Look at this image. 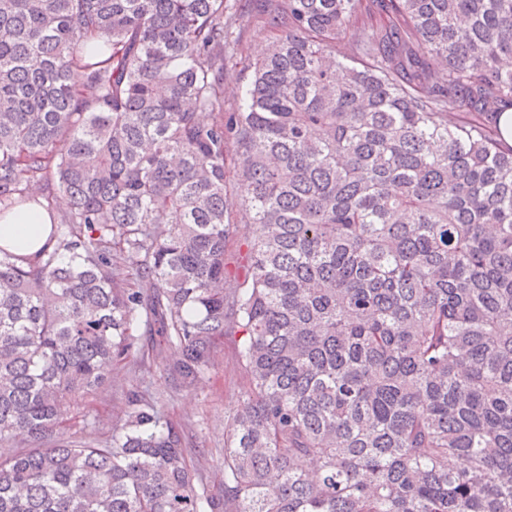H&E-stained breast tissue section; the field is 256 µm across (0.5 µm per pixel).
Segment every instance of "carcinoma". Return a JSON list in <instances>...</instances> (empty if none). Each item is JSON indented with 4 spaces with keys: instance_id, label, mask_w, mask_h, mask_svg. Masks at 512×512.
Here are the masks:
<instances>
[{
    "instance_id": "1",
    "label": "carcinoma",
    "mask_w": 512,
    "mask_h": 512,
    "mask_svg": "<svg viewBox=\"0 0 512 512\" xmlns=\"http://www.w3.org/2000/svg\"><path fill=\"white\" fill-rule=\"evenodd\" d=\"M224 2L0 0V215L70 201L0 248V512H512V0H265L233 112ZM236 335L219 492L141 391L55 436ZM49 231L45 209L16 208L0 218V247L17 254L32 255L44 246ZM255 230L254 224H244L239 218L233 225L227 243L225 257L227 268L232 274L237 272L241 273V269L239 268L242 262L241 256H243L246 251V245H244V243L253 236Z\"/></svg>"
}]
</instances>
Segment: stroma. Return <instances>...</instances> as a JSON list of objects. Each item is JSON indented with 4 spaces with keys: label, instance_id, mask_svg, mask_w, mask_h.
Returning a JSON list of instances; mask_svg holds the SVG:
<instances>
[{
    "label": "stroma",
    "instance_id": "1",
    "mask_svg": "<svg viewBox=\"0 0 512 512\" xmlns=\"http://www.w3.org/2000/svg\"><path fill=\"white\" fill-rule=\"evenodd\" d=\"M227 3L241 15L231 37L234 55L224 72V107L232 110L249 81L247 61L258 57L271 34L255 18V0H227ZM237 343V337L225 338L222 358L195 387L172 390L159 370L147 371L131 364L110 377L100 393L86 399L81 410L95 418L97 434L110 433L124 416L128 392L142 382H149L152 391L162 398L166 416L187 427L195 463L210 488H218L224 471V425L235 411L243 390L235 359Z\"/></svg>",
    "mask_w": 512,
    "mask_h": 512
}]
</instances>
